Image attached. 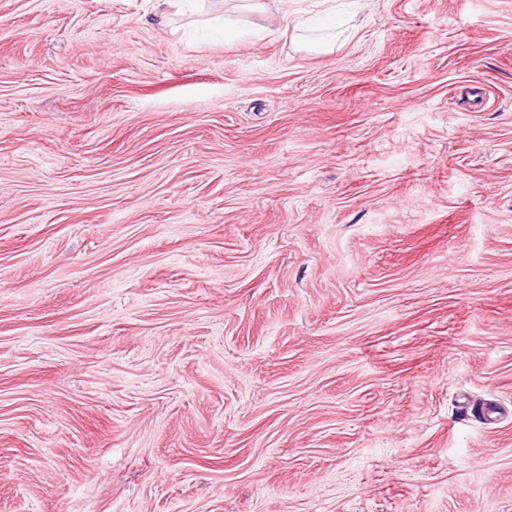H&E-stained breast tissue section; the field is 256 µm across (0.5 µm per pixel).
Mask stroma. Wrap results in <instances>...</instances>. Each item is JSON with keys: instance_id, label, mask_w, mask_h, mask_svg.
I'll use <instances>...</instances> for the list:
<instances>
[{"instance_id": "35a3bbf8", "label": "stroma", "mask_w": 512, "mask_h": 512, "mask_svg": "<svg viewBox=\"0 0 512 512\" xmlns=\"http://www.w3.org/2000/svg\"><path fill=\"white\" fill-rule=\"evenodd\" d=\"M333 5L0 0V512H512V0ZM296 13H288L287 28L299 50L316 54L330 52L336 43V27H315L309 19H301Z\"/></svg>"}]
</instances>
